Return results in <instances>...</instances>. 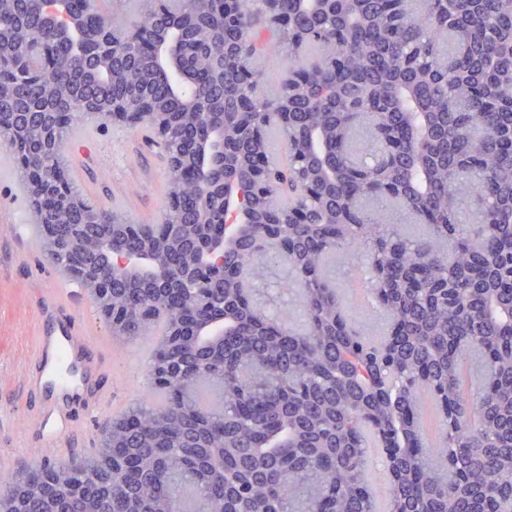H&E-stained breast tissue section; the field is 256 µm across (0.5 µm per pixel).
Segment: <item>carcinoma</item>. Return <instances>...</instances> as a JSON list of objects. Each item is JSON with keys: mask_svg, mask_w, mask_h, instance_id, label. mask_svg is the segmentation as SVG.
<instances>
[{"mask_svg": "<svg viewBox=\"0 0 512 512\" xmlns=\"http://www.w3.org/2000/svg\"><path fill=\"white\" fill-rule=\"evenodd\" d=\"M122 24L101 0H76L87 52L45 30L38 0H0V131L13 134L11 162L29 183H54L36 225L45 248L98 239L112 250L152 247L175 271L206 233L192 223L197 200L180 195L161 224H139L84 202L62 159L31 151L21 105L44 87L5 70L22 32L54 43V83L68 113L66 140L88 112L153 101L169 114L157 146L169 167L168 192L195 163L207 128H232L224 177L245 190L252 223L224 251V276L194 303L192 288H167L128 275L112 283L122 318L112 335L135 341L163 330L149 366V396L112 420L93 459H43L0 481V512H183L193 488L205 512H378L368 470L372 449L391 481L384 512H512V0H280L277 27L262 0H121ZM182 29L185 91L155 70L142 42L160 17ZM112 33L116 71L89 69L88 54ZM288 61L275 95L262 93L257 56ZM310 76L298 94L296 75ZM204 103L194 122L187 101ZM291 99L288 122L280 104ZM260 129L258 137L245 125ZM268 169L255 190L253 163ZM393 205L426 232L408 235L385 216ZM98 215L88 223L86 211ZM275 225L302 287L307 324L286 329L258 307L251 288L254 233ZM345 245L360 251L366 282L387 331L361 335L348 320L325 264ZM105 256L55 263L79 285L81 266ZM440 416V443L427 448L424 401Z\"/></svg>", "mask_w": 512, "mask_h": 512, "instance_id": "cac0c4a2", "label": "carcinoma"}]
</instances>
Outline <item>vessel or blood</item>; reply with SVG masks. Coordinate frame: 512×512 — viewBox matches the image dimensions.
<instances>
[{
    "label": "vessel or blood",
    "instance_id": "vessel-or-blood-1",
    "mask_svg": "<svg viewBox=\"0 0 512 512\" xmlns=\"http://www.w3.org/2000/svg\"><path fill=\"white\" fill-rule=\"evenodd\" d=\"M41 291V316L30 336V355L24 384L41 399V408L28 422L47 442L44 455L59 457L73 431L74 413L93 418L116 408V393L99 387L103 360L110 357L107 337L78 326L75 317L77 288L62 271H50Z\"/></svg>",
    "mask_w": 512,
    "mask_h": 512
}]
</instances>
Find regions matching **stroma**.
<instances>
[{
    "mask_svg": "<svg viewBox=\"0 0 512 512\" xmlns=\"http://www.w3.org/2000/svg\"><path fill=\"white\" fill-rule=\"evenodd\" d=\"M98 144L85 156L83 181L77 190L89 201L104 208H115L132 221L161 223L167 201L168 164L163 155L148 149L145 126L131 127L106 123L100 129ZM30 221L26 200L0 206V413L9 421L0 424V457L14 460V470L31 461L27 451L41 447V435L31 429L23 411L35 408L37 399L25 394L23 372L29 355L28 336L38 317V290L41 286L26 262L21 242L12 234L13 223ZM363 260L356 249L337 252L329 276L346 297L355 328L363 334L378 333L384 318L373 304L366 288L358 287L356 270ZM264 277L255 284V297L271 312H278L289 328L303 323L298 288L282 290L288 278L283 258L265 257Z\"/></svg>",
    "mask_w": 512,
    "mask_h": 512,
    "instance_id": "35a3bbf8",
    "label": "stroma"
}]
</instances>
